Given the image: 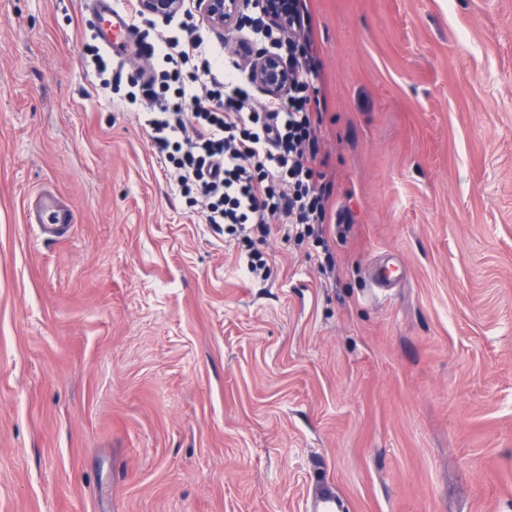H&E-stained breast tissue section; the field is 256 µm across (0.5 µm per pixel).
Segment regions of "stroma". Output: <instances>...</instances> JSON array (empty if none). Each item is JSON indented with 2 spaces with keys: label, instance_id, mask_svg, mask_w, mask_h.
<instances>
[{
  "label": "stroma",
  "instance_id": "stroma-1",
  "mask_svg": "<svg viewBox=\"0 0 512 512\" xmlns=\"http://www.w3.org/2000/svg\"><path fill=\"white\" fill-rule=\"evenodd\" d=\"M301 6L335 269L257 232L262 282L87 68L99 15L0 0V512H512V0ZM76 223L72 206L59 195L39 193L27 205L25 224H31L43 237H60Z\"/></svg>",
  "mask_w": 512,
  "mask_h": 512
}]
</instances>
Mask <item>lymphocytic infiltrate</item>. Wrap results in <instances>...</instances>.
I'll return each instance as SVG.
<instances>
[{
    "label": "lymphocytic infiltrate",
    "mask_w": 512,
    "mask_h": 512,
    "mask_svg": "<svg viewBox=\"0 0 512 512\" xmlns=\"http://www.w3.org/2000/svg\"><path fill=\"white\" fill-rule=\"evenodd\" d=\"M154 39L159 68L127 94L152 148L177 171L178 192L204 223L246 231L284 223L297 238H322L331 191L317 169L316 70L289 52L296 79L287 98H259L246 67L206 55L191 9L172 15Z\"/></svg>",
    "instance_id": "f902f5d3"
}]
</instances>
